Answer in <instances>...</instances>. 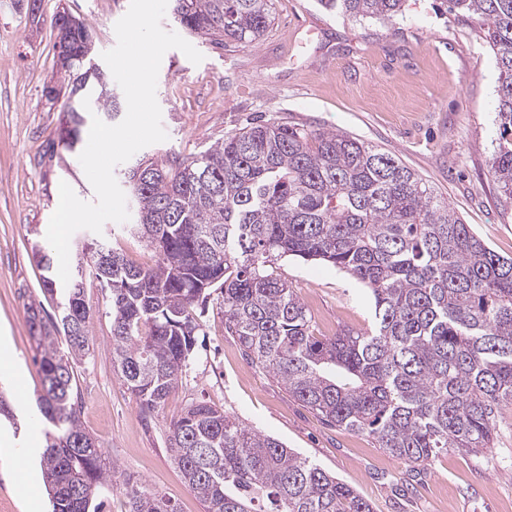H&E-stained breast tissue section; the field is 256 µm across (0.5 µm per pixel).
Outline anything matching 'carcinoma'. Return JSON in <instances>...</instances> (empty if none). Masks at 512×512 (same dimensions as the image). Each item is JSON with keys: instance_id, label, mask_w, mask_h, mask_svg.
<instances>
[{"instance_id": "carcinoma-1", "label": "carcinoma", "mask_w": 512, "mask_h": 512, "mask_svg": "<svg viewBox=\"0 0 512 512\" xmlns=\"http://www.w3.org/2000/svg\"><path fill=\"white\" fill-rule=\"evenodd\" d=\"M404 0H320L355 20L394 22ZM482 26L499 69V138L490 173L512 199V0H448ZM189 36L253 46L274 21L272 0H173ZM53 67L76 76L50 152L76 150L82 91L93 78L97 113L122 102L91 63L80 21L55 42ZM133 206L122 232L144 240L154 265L136 266L93 238L61 315L26 304L46 448L40 466L51 512H98L117 475L82 427L74 365L91 345L84 280L106 290L112 365L143 409L160 411L178 386L201 325L192 308L220 290L224 331L326 424L361 432L420 465L453 448L483 455L512 405V257L488 248L448 201L395 155L347 132L276 119L253 123L200 154L144 156L118 169ZM326 263L370 292L369 332L314 335L312 315L277 271L282 257ZM44 292L54 258L34 250ZM64 339L67 352L58 350ZM168 449L205 512H372L353 489L279 440L202 401L169 426ZM128 512H176L123 480Z\"/></svg>"}]
</instances>
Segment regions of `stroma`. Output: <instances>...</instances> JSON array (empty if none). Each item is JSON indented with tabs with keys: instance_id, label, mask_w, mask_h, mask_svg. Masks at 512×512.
Instances as JSON below:
<instances>
[{
	"instance_id": "obj_1",
	"label": "stroma",
	"mask_w": 512,
	"mask_h": 512,
	"mask_svg": "<svg viewBox=\"0 0 512 512\" xmlns=\"http://www.w3.org/2000/svg\"><path fill=\"white\" fill-rule=\"evenodd\" d=\"M275 20L250 47L217 48L194 36L203 56L192 64L165 53L156 97L166 141L147 154L190 156L252 122L271 117L310 129L336 128L383 148L426 179L494 252L512 257V200L490 174L498 139L499 71L480 24L447 11L444 0H406L396 22L361 23L317 0H273ZM84 21L94 62L116 44L114 26L130 0H42L32 21L25 0H0V323L17 366L0 360V393L27 403L0 445V512H49L38 457L19 468L15 455L43 443L25 305L42 296L34 243L44 241L54 190L68 181L84 201L95 192L75 153L43 155L62 110L52 84L51 18L59 5ZM317 336L366 330L374 304L358 281L319 263L283 260ZM93 343L75 370L79 419L107 465L169 500L177 512H205L167 449L168 424L203 401L278 438L368 500L373 512H512V406L503 407L491 453L451 451L420 466L392 457L365 434L326 425L224 331L221 296L208 300L203 334L163 410L146 413L112 366V319L104 292L87 281Z\"/></svg>"
}]
</instances>
